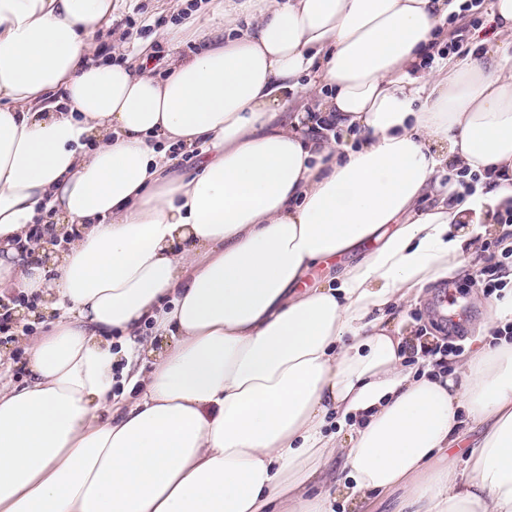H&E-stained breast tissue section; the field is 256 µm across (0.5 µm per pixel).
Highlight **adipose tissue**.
Returning a JSON list of instances; mask_svg holds the SVG:
<instances>
[{
    "label": "adipose tissue",
    "mask_w": 512,
    "mask_h": 512,
    "mask_svg": "<svg viewBox=\"0 0 512 512\" xmlns=\"http://www.w3.org/2000/svg\"><path fill=\"white\" fill-rule=\"evenodd\" d=\"M461 4L220 0L157 77L90 58L112 0H0V291L47 324L0 384V512H332L411 481L420 512H512V289L449 374L403 366L387 318L512 207V0L485 62L423 65ZM174 148H176V150H174ZM168 157L172 159V163L166 173H170L173 176L185 177L190 176L194 172L200 159L198 151L189 152L182 148L178 149V146L169 148ZM376 247V244L373 243L369 248L363 244L362 248L354 255L348 256L344 255L341 256L339 259L334 260L330 263L329 266H326L325 264H317L313 266L307 274L314 273L313 276H311L310 281L307 283L305 287H311L319 283H323L328 281L330 278L335 276L346 264L353 263L357 260H359L362 256V254L368 253L372 251ZM303 287V288H305Z\"/></svg>",
    "instance_id": "1"
}]
</instances>
